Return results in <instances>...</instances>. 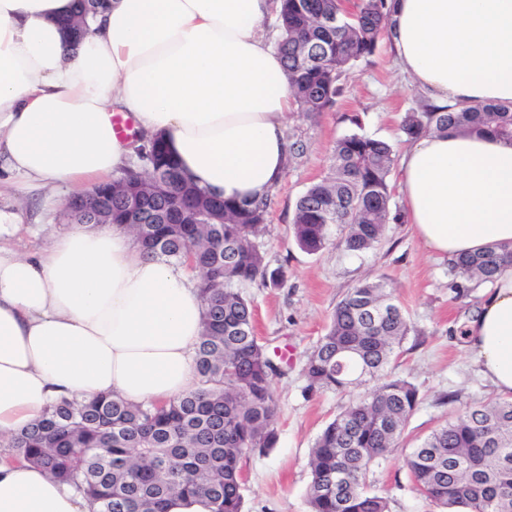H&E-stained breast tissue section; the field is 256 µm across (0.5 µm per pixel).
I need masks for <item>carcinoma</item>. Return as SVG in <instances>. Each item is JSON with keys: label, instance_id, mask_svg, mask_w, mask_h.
Listing matches in <instances>:
<instances>
[{"label": "carcinoma", "instance_id": "1", "mask_svg": "<svg viewBox=\"0 0 512 512\" xmlns=\"http://www.w3.org/2000/svg\"><path fill=\"white\" fill-rule=\"evenodd\" d=\"M388 0H282L276 43L300 112L315 118L340 93L356 62L373 55L390 20ZM475 130L512 140V105L436 108L420 102L406 113V139L426 132ZM153 159L112 179L117 188L153 189L149 224H131L119 194L112 224L146 250L187 261L198 273L204 304L195 352L197 386L165 404H134L117 395L63 398L14 436L9 447L61 483L73 485L96 512H167L174 496L201 497L212 512H243L242 457L275 446L278 409L271 387L279 367L255 336L243 289L276 287L262 238L271 198L221 200L182 171L156 137ZM392 144L352 132L333 146L325 176L297 199L292 232L308 254L336 247L368 253L381 243L393 210ZM512 265V250L489 247L448 260L452 291L467 297ZM411 331L384 279L365 280L336 304L305 365V392L368 386L316 437L307 497L311 512H388L370 472L397 447L419 393L392 375L391 363ZM416 489L448 512H512V400L469 406L405 456Z\"/></svg>", "mask_w": 512, "mask_h": 512}]
</instances>
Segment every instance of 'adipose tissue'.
<instances>
[{"mask_svg": "<svg viewBox=\"0 0 512 512\" xmlns=\"http://www.w3.org/2000/svg\"><path fill=\"white\" fill-rule=\"evenodd\" d=\"M387 39L430 103L512 104V0H390ZM76 0H0V179L24 188L110 182L134 149L111 115L163 136L200 188L243 201L272 192L296 105L262 23L279 0H106L78 44ZM414 235L452 258L512 248V141L430 133L401 159ZM203 302L187 266L116 227L77 229L22 255L0 244V438L56 399L171 401L197 381ZM462 334L481 376L512 399V266L480 294ZM0 512H92L0 445Z\"/></svg>", "mask_w": 512, "mask_h": 512, "instance_id": "ef3b65f1", "label": "adipose tissue"}]
</instances>
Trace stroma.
<instances>
[{"label": "stroma", "mask_w": 512, "mask_h": 512, "mask_svg": "<svg viewBox=\"0 0 512 512\" xmlns=\"http://www.w3.org/2000/svg\"><path fill=\"white\" fill-rule=\"evenodd\" d=\"M341 84L342 91L328 112L314 119L297 111L287 116L285 137L291 143L301 142L304 153L287 165L271 193L263 237L270 268H283L286 280L278 288L255 284L246 290L256 333L281 373L272 380L279 404L277 444L242 459L244 510L309 512L306 491L313 443L323 426L360 390L305 394L304 363L324 335L336 303L358 282L383 275L412 326L391 369L417 387L420 404L391 458L376 469L371 482L388 497L390 512H440L417 492L403 459L419 439L466 406L495 397L491 386L477 375L459 329L477 300L454 297L448 289L445 260L431 256L403 220L389 225L380 247L362 255L333 247L311 255L296 245L291 231L295 202L326 172L336 139L359 129L391 142L396 153H403L407 142L399 126L420 98L397 69L384 38L372 56L347 72ZM70 194L64 184L49 196L41 191L18 194L0 186V206H15L24 213L25 223L9 237V244L26 254L72 230L62 207ZM444 393L457 394V401L440 403Z\"/></svg>", "instance_id": "35a3bbf8"}]
</instances>
